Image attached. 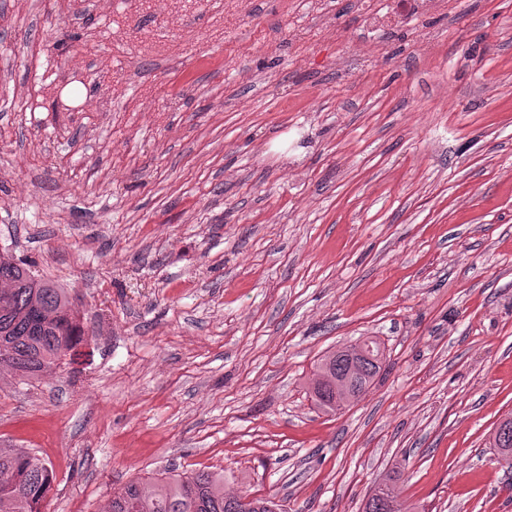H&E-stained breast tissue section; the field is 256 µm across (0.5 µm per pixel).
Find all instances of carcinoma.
Instances as JSON below:
<instances>
[{
  "label": "carcinoma",
  "mask_w": 512,
  "mask_h": 512,
  "mask_svg": "<svg viewBox=\"0 0 512 512\" xmlns=\"http://www.w3.org/2000/svg\"><path fill=\"white\" fill-rule=\"evenodd\" d=\"M0 351L11 368L34 375L60 360L61 348L71 351L83 341L84 330L65 289L37 282L25 263L0 253ZM372 351L352 362L347 350L321 359L313 387L315 403L329 411L336 402L358 400L368 392L382 366L381 345L364 341ZM497 461L512 469V426L498 424L490 442ZM52 473L45 462L26 452L0 448V512H40ZM399 490L391 482L372 491L373 504L362 512H401ZM240 496L224 491V474L169 472L155 481L128 483L112 498L110 512H235Z\"/></svg>",
  "instance_id": "obj_1"
}]
</instances>
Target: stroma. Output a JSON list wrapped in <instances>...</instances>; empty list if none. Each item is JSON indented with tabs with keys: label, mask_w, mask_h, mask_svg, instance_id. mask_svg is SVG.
Returning a JSON list of instances; mask_svg holds the SVG:
<instances>
[{
	"label": "stroma",
	"mask_w": 512,
	"mask_h": 512,
	"mask_svg": "<svg viewBox=\"0 0 512 512\" xmlns=\"http://www.w3.org/2000/svg\"><path fill=\"white\" fill-rule=\"evenodd\" d=\"M359 62L282 0H0V251L66 288L74 359L0 367V446L52 471L41 512L220 471L284 512H512V0H446ZM253 44L248 59L238 42ZM53 54L56 66L38 61ZM454 97L442 102L446 87ZM380 342L358 402L310 397L328 352ZM508 420V419H505ZM501 421L494 430L490 447L493 448L496 459L500 464L506 465L507 468L512 469V422L509 427L510 434L504 430L503 422ZM371 494L374 495L364 505L362 512H401L398 504L399 490L394 483L380 484L374 488ZM371 501H373L371 508L374 510L368 511Z\"/></svg>",
	"instance_id": "obj_1"
}]
</instances>
